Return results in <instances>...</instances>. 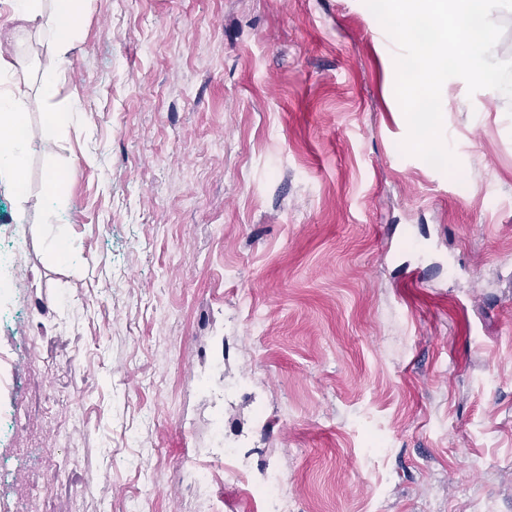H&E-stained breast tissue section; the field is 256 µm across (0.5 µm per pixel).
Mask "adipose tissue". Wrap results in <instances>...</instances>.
<instances>
[{"label": "adipose tissue", "instance_id": "ef3b65f1", "mask_svg": "<svg viewBox=\"0 0 512 512\" xmlns=\"http://www.w3.org/2000/svg\"><path fill=\"white\" fill-rule=\"evenodd\" d=\"M16 20L20 27L10 36L0 38V56L16 49L23 34L36 29L49 41L56 66L47 70L42 95L54 98L57 91L56 68L65 57L83 27V0H13ZM26 114L15 94L0 89V172L8 174L18 195L28 190L27 150L28 136L24 131Z\"/></svg>", "mask_w": 512, "mask_h": 512}]
</instances>
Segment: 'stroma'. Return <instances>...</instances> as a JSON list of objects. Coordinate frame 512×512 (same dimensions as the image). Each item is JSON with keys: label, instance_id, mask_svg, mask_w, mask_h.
<instances>
[{"label": "stroma", "instance_id": "obj_1", "mask_svg": "<svg viewBox=\"0 0 512 512\" xmlns=\"http://www.w3.org/2000/svg\"><path fill=\"white\" fill-rule=\"evenodd\" d=\"M83 9L51 101L37 34L5 74L29 190L0 176V252L30 278L0 294V414L32 374L69 402L0 426V478L60 461L69 512H265L271 471L292 512H512V99L444 83L452 175L401 151L364 0Z\"/></svg>", "mask_w": 512, "mask_h": 512}]
</instances>
